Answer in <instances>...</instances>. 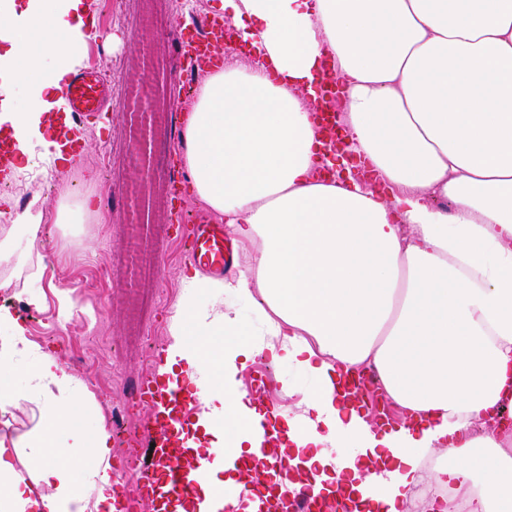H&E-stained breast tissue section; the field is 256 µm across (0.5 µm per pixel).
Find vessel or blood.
<instances>
[{
  "label": "vessel or blood",
  "instance_id": "obj_1",
  "mask_svg": "<svg viewBox=\"0 0 512 512\" xmlns=\"http://www.w3.org/2000/svg\"><path fill=\"white\" fill-rule=\"evenodd\" d=\"M171 36L181 47L186 63L195 72L213 64L219 46L230 44V28L223 18L207 20L205 32L178 24ZM61 94L65 112L74 130H82L90 117L100 112L111 95V85L98 69H77L66 81ZM188 261L201 271L227 277L236 271V250L223 224L205 215L196 216L180 236ZM131 397L147 403L149 416L128 436L130 446L151 447V461L141 468H124L120 478L129 479L137 497L122 500L118 512H139L141 500H148L152 512H167L169 506L192 497L194 474L199 461L182 450L181 434L191 422L192 401L180 387L168 384L153 373L143 376L130 392ZM284 512H351L346 500L324 502L310 493H291Z\"/></svg>",
  "mask_w": 512,
  "mask_h": 512
}]
</instances>
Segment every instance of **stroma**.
Listing matches in <instances>:
<instances>
[{
    "mask_svg": "<svg viewBox=\"0 0 512 512\" xmlns=\"http://www.w3.org/2000/svg\"><path fill=\"white\" fill-rule=\"evenodd\" d=\"M96 14L93 39L85 43L83 65L98 68L108 80L129 89L126 107L109 106L82 136L85 149L77 165L52 168L45 183L0 185L12 197L7 219H16L30 204L44 209L36 249L26 264L16 257L0 260V274L13 278L11 291H0V305L25 307L20 291L32 267L41 269L45 303L30 310L28 328L41 347L54 349L62 364L80 377L89 393L76 416L83 427L135 426L145 406L129 405L133 385L155 367L168 341L167 323L176 311L181 280L191 273L170 228L169 205L149 194L159 180L174 179V153L181 140L182 109L190 108L203 76L183 69L179 45L166 32L169 20L153 24L156 43L131 31L112 11V0H86ZM119 144L138 159L137 166L111 172L98 157ZM93 196L97 218L84 224H60L46 206L52 190ZM75 302L69 320L58 317V292ZM270 377L267 405L293 411L295 398L282 383L304 388L287 366L256 358L241 372L245 388Z\"/></svg>",
    "mask_w": 512,
    "mask_h": 512,
    "instance_id": "obj_1",
    "label": "stroma"
}]
</instances>
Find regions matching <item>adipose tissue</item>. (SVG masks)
<instances>
[{
  "instance_id": "obj_1",
  "label": "adipose tissue",
  "mask_w": 512,
  "mask_h": 512,
  "mask_svg": "<svg viewBox=\"0 0 512 512\" xmlns=\"http://www.w3.org/2000/svg\"><path fill=\"white\" fill-rule=\"evenodd\" d=\"M245 44L206 72L186 118L191 192L255 262L216 280H182L160 377L197 397L210 460L199 495L236 497L233 462L263 442L267 409L242 389L264 356L308 380L285 414L288 453L275 486L333 497L347 486L364 512H404L425 477L469 512H512V0H220ZM85 0L0 5V124L18 164L33 149L72 158L47 134L61 84L80 63ZM61 39L29 55L33 31ZM334 77L347 169L316 115ZM259 323L246 329L239 306ZM24 367L23 383L13 371ZM375 371L402 422L375 427L342 384ZM83 383L0 306V416L25 401L34 431L0 433V512H115L112 439L74 418ZM90 451L84 481L61 435ZM447 464L427 472L426 451Z\"/></svg>"
}]
</instances>
